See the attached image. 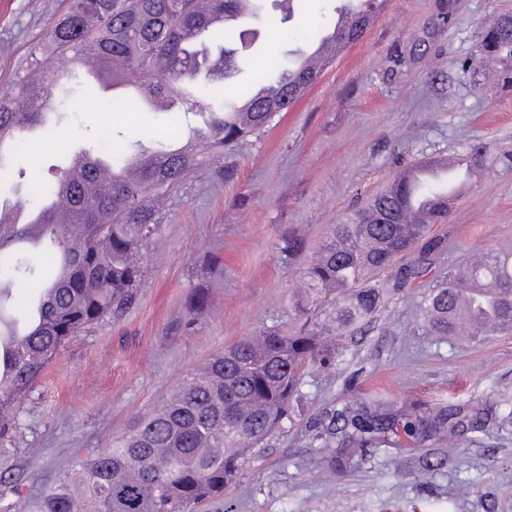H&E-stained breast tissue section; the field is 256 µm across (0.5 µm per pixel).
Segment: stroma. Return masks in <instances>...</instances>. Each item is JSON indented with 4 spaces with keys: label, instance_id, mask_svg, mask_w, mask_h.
Wrapping results in <instances>:
<instances>
[{
    "label": "stroma",
    "instance_id": "1",
    "mask_svg": "<svg viewBox=\"0 0 512 512\" xmlns=\"http://www.w3.org/2000/svg\"><path fill=\"white\" fill-rule=\"evenodd\" d=\"M390 11L260 135L209 157L172 190L132 304L81 332L16 407L19 426L0 453V510L59 473L76 449L111 447L187 373L243 337L296 331L298 280L333 225L403 169L477 148L484 167L431 234L448 239L427 274L402 288L372 323L308 365L291 420L242 465L223 496L196 512H512V336L475 344L428 335L419 296L478 250L512 243V84L505 63L482 57L491 16L512 0H391ZM60 0H0V97L11 95ZM334 0H293L288 32L257 24L239 51L241 76L267 53L290 62L301 26ZM181 111L65 112L63 141L93 130L124 151L153 135L187 133ZM302 249L283 251L288 237ZM384 396L422 414L496 403L500 417L464 432L456 454L437 438H401L358 466L317 464L316 438L334 411Z\"/></svg>",
    "mask_w": 512,
    "mask_h": 512
}]
</instances>
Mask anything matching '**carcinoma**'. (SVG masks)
Instances as JSON below:
<instances>
[{"mask_svg": "<svg viewBox=\"0 0 512 512\" xmlns=\"http://www.w3.org/2000/svg\"><path fill=\"white\" fill-rule=\"evenodd\" d=\"M65 2L37 55L18 76L16 93L0 100V126L38 124L40 113L30 109L31 103L41 101L48 108L57 103L55 90L66 78L55 71L42 73L43 56L67 59L90 53L103 81L136 78L162 102L179 99L182 87L208 66L199 51L181 40L186 29L203 24L201 0ZM335 25L333 15L305 33L304 41L322 39ZM207 36L227 46L242 40L243 31L224 25L209 29ZM480 52L512 57V15L501 16L485 30ZM116 58L123 62L119 70L112 67ZM235 71L230 57H219L205 87L226 86ZM314 79L294 71L292 63L275 60L253 72L234 102L210 113L207 151L222 155L225 148L270 126L280 112L278 103L258 105L245 124L235 119L236 105L256 89L293 83L303 91ZM85 87V110L103 109L113 101L100 83L87 81ZM57 104L67 109V103ZM25 147L26 139L18 136L0 142V181L23 178L12 161ZM87 154L107 160L115 174L125 170L129 156L106 149L101 136ZM201 161L196 151L176 156L162 145L138 175L112 185L103 196L78 200L68 224L57 223L47 211L66 176L61 168L55 180L31 183L30 200L37 203L40 223L0 222V296L28 283L36 290L34 300L51 298L36 320L30 310L22 320L11 317L0 301V443L18 425V397L31 391L69 340L132 301L141 278L140 252L157 234L164 198ZM425 194L432 206L417 224L402 220L406 189L398 176L349 223L334 225L319 254L301 272L299 310L328 302L324 318L313 328L288 335L270 329L242 338L187 375L175 393L140 416L112 447L75 453L51 486L30 503L14 502L3 512H192L223 494L245 453L289 416L304 366L331 360L332 340L371 323L395 291L424 276L428 256L447 248L444 239L429 237L427 231L447 218L448 201L431 185ZM418 244L421 256L401 268L393 283L374 278L394 257ZM465 268L487 285L486 293L465 296L448 287L451 273H446L416 303L429 334L451 339L458 335V317L468 315L474 337L511 336L512 251L487 252ZM484 417L456 406L402 421L381 409L346 406L336 411L317 451L332 464L356 455L363 459L370 448L393 444L392 434H446L451 439L480 427Z\"/></svg>", "mask_w": 512, "mask_h": 512, "instance_id": "carcinoma-1", "label": "carcinoma"}]
</instances>
